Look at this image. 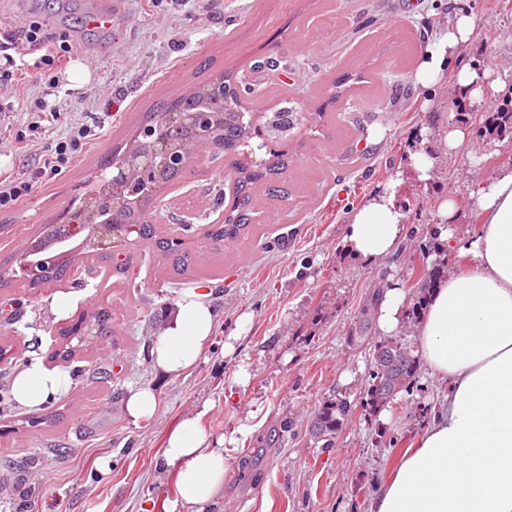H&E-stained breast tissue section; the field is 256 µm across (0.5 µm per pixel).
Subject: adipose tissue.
Listing matches in <instances>:
<instances>
[{
    "label": "adipose tissue",
    "mask_w": 512,
    "mask_h": 512,
    "mask_svg": "<svg viewBox=\"0 0 512 512\" xmlns=\"http://www.w3.org/2000/svg\"><path fill=\"white\" fill-rule=\"evenodd\" d=\"M475 27L472 15L456 13L419 81L431 83ZM469 198L481 224L462 247L470 268L442 281L417 327L418 355L447 392L368 512H512V166L477 184ZM405 222L392 188H385L353 214L346 249L367 262L384 259ZM213 321L205 295L186 294L153 342L155 368L176 377L194 366ZM68 386L67 372L33 362L12 390L19 404L36 407ZM161 467L176 471L177 494L167 512H209L224 487V450L211 444L195 416L168 432Z\"/></svg>",
    "instance_id": "ef3b65f1"
}]
</instances>
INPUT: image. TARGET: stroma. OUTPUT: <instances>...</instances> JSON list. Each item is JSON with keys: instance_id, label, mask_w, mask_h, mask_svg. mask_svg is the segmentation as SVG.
Here are the masks:
<instances>
[{"instance_id": "35a3bbf8", "label": "stroma", "mask_w": 512, "mask_h": 512, "mask_svg": "<svg viewBox=\"0 0 512 512\" xmlns=\"http://www.w3.org/2000/svg\"><path fill=\"white\" fill-rule=\"evenodd\" d=\"M86 3L0 0V40L37 21L51 30L52 51L71 47L62 70L16 56L23 88L0 76V174L36 183L0 211V277L13 281L0 288V341L46 365L58 323L105 307L112 338L84 357L113 364L115 375L92 386L72 382L46 407L0 415V458L39 457L21 474L0 466V512H165L175 473L158 462L168 431L188 415L224 441V495L212 512H367L421 432L415 411L441 403L440 381L421 368L418 390L399 393L375 425L348 416L334 447L322 448L308 426L330 395L359 399L371 372L368 348L353 340L360 311L376 288H404L410 258L431 242L441 199L459 202L448 226L454 241L472 239L469 189L512 163V142L485 130L487 103L474 104L459 148L449 150L442 136L457 114L462 65L512 82V0H118L103 36L83 31ZM460 11L476 19L472 41L430 85L420 84V67ZM268 58L277 76L242 106L261 127L284 110L295 121L281 136L253 137L243 159L259 165L285 152L288 195L255 185L247 237L218 248L204 240V228L224 220L213 192L230 187L231 172L203 161L158 199L193 225L190 281L176 283L171 262L149 251L124 281L74 269L52 285L24 287L15 273L21 252L89 188L113 144L207 74L244 78ZM46 104L58 117L43 112ZM81 128L89 133L83 145L51 169L59 139ZM414 151L436 158L429 181L408 169ZM389 184L406 214L405 236L385 259L356 260L346 227ZM196 289L214 309L211 338L193 368L164 376L150 356L161 329L153 315ZM144 387L158 406L136 423L125 404ZM31 416L41 424L28 426ZM287 420L293 429L285 433Z\"/></svg>"}]
</instances>
